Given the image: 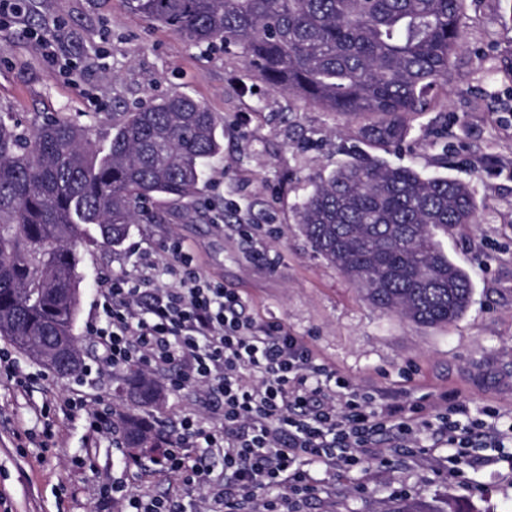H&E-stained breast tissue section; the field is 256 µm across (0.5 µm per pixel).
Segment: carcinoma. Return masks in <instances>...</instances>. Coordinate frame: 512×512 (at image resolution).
I'll use <instances>...</instances> for the list:
<instances>
[{"mask_svg":"<svg viewBox=\"0 0 512 512\" xmlns=\"http://www.w3.org/2000/svg\"><path fill=\"white\" fill-rule=\"evenodd\" d=\"M144 20L197 47L222 48L272 88L326 112L376 117L363 134L387 148L408 117L428 111L460 46L464 0H125ZM218 119L188 96L135 107L112 124L107 147L57 115L23 128L0 113V338L40 360L73 335L79 313L78 246L94 225L120 247L132 224H159L163 201L196 193L221 153ZM462 182L357 156L313 184L295 223L315 252L373 306L440 327L468 309L472 283L439 235L476 223ZM131 408L112 427L124 448L160 438L139 409L161 388L133 374Z\"/></svg>","mask_w":512,"mask_h":512,"instance_id":"obj_1","label":"carcinoma"}]
</instances>
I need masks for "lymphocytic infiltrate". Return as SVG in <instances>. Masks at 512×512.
I'll return each mask as SVG.
<instances>
[{
    "label": "lymphocytic infiltrate",
    "mask_w": 512,
    "mask_h": 512,
    "mask_svg": "<svg viewBox=\"0 0 512 512\" xmlns=\"http://www.w3.org/2000/svg\"><path fill=\"white\" fill-rule=\"evenodd\" d=\"M168 252L165 267L147 258L140 272L104 282L105 323L92 328L103 362L120 367L134 361L150 372L175 366L172 390L203 387L222 405L223 424L206 427L186 418L154 458V471L178 473L186 485L200 486L202 460L219 451L231 479L208 486V512H296L294 500L314 493L301 462L351 468L384 436L416 443L427 423L424 406L376 405L349 393L348 382L282 323L256 324L240 291L203 277L181 244ZM167 278L173 287H163ZM438 421L436 445L448 448L456 464L469 460L477 440L498 447L512 441V425L500 428L496 410L473 419L459 399ZM283 485L288 496L258 495Z\"/></svg>",
    "instance_id": "obj_1"
}]
</instances>
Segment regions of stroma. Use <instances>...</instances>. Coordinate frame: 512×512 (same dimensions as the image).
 Masks as SVG:
<instances>
[{"label": "stroma", "instance_id": "stroma-1", "mask_svg": "<svg viewBox=\"0 0 512 512\" xmlns=\"http://www.w3.org/2000/svg\"><path fill=\"white\" fill-rule=\"evenodd\" d=\"M0 30V111L29 124L53 114L83 126L99 145L135 106L172 94L214 112L223 144L203 170L200 192L162 224L131 225L119 248L81 247L80 312L74 334L82 369L60 378L0 340V512H98L106 488L183 497L178 475L138 476L116 435L88 432V411L117 421L124 367L101 363L87 331L98 319L102 279L138 254L170 259L180 242L198 270L236 288L260 322H282L352 388L434 408L459 393L473 415L498 409L512 424V0H465L462 45L435 106L412 117L399 150L362 135V121L325 112L262 84L242 61L200 50L180 34L130 13L124 0H26ZM51 35L67 64L50 66L38 41ZM361 151L427 176L467 184L477 221L442 237L470 276L471 302L454 323L421 327L369 304L319 256L293 211L350 153ZM75 402L64 412L59 401ZM200 391L166 392L148 416L176 432L190 412L215 416ZM423 429L414 448H383L355 468L306 470L317 485L299 512H392L410 497L424 512L454 501L468 512H512V446L480 448L474 466H452ZM194 498L204 488L191 492Z\"/></svg>", "mask_w": 512, "mask_h": 512}]
</instances>
